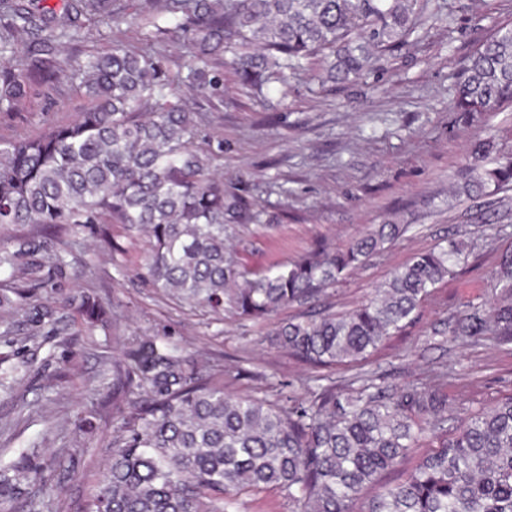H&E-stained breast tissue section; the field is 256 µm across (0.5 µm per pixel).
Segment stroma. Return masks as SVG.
Here are the masks:
<instances>
[{
    "instance_id": "obj_1",
    "label": "stroma",
    "mask_w": 512,
    "mask_h": 512,
    "mask_svg": "<svg viewBox=\"0 0 512 512\" xmlns=\"http://www.w3.org/2000/svg\"><path fill=\"white\" fill-rule=\"evenodd\" d=\"M124 18L111 37L82 45L63 43L61 56L96 51L111 42L163 57L168 70L181 63L171 43L146 45L138 0H123ZM419 42L383 56L365 79L330 93L304 72L289 77L285 94L253 101L234 84L223 99L197 98L207 119L196 143L223 142L212 160L228 190L258 203L265 215L241 226L235 241L255 268L291 262L320 245L345 247L368 228L400 213L407 232L383 255L353 269L318 300L282 308L267 320L177 301L152 288L140 266L148 237L127 224H90L78 234L43 224L0 226V248L16 252L22 304L0 307V369L11 387L0 390V462L36 469L47 490L0 501V512H69L84 497L119 434L112 419V358L130 336L175 345L223 371L224 390L285 406L309 398L315 371L270 345L284 320L329 307L349 309L373 296L391 271L414 253L456 240L472 250L470 262L445 279L423 303L416 321L392 336L360 366L323 374L337 389L367 381L401 387L431 385L448 372V423L512 394V350L491 337L454 333L468 302L502 293L495 278L499 257L512 249V190L497 198L463 201L448 210L459 171L474 138L491 131L503 155L512 156V109L466 123L453 110L459 63L497 27L512 24V0H430ZM86 97L60 84L31 109L0 115V140L33 138L74 120ZM31 247L18 252V240ZM61 251L65 263L53 265ZM12 282L0 276V291ZM95 291L107 310L108 330L87 335L69 296ZM86 417L99 426L95 439L77 428ZM230 512H297L277 489L245 491Z\"/></svg>"
}]
</instances>
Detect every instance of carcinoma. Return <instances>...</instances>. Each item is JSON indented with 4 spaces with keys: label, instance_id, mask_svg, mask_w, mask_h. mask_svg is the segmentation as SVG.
Here are the masks:
<instances>
[{
    "label": "carcinoma",
    "instance_id": "1",
    "mask_svg": "<svg viewBox=\"0 0 512 512\" xmlns=\"http://www.w3.org/2000/svg\"><path fill=\"white\" fill-rule=\"evenodd\" d=\"M117 0H61L33 8L0 0V114L64 80L91 100L69 123L32 139L0 141V224H135L150 237L142 267L173 297L264 319L322 295L350 270L407 230L396 216L336 251L315 247L288 264L252 269L233 248L239 224L262 211L226 190L212 157L196 145L187 99L224 97V59L238 89L267 97L288 72L317 64L321 83L347 85L376 56L410 42L429 0H142L145 41L180 43L187 55L172 73L154 54L120 44L62 60L58 46L122 20ZM512 107V27H499L463 61L453 108L470 116ZM512 184V157L492 135L479 138L448 207ZM459 242L415 254L367 301L281 323L271 344L314 369L356 366L416 318L433 288L467 265ZM504 296L473 304L458 319L467 336L489 334L512 346V250L496 271ZM76 312L86 332L103 321L92 293ZM447 373L432 386L371 383L351 393L320 385L290 407L224 392V374L154 338L128 339L112 364V418L125 436L74 512H224L226 500L273 486L298 512H353L368 484L395 470L428 436L441 439L402 481L386 484L363 512H512V395L448 432ZM141 391L139 401L126 388ZM43 485L35 470H0V495Z\"/></svg>",
    "mask_w": 512,
    "mask_h": 512
}]
</instances>
